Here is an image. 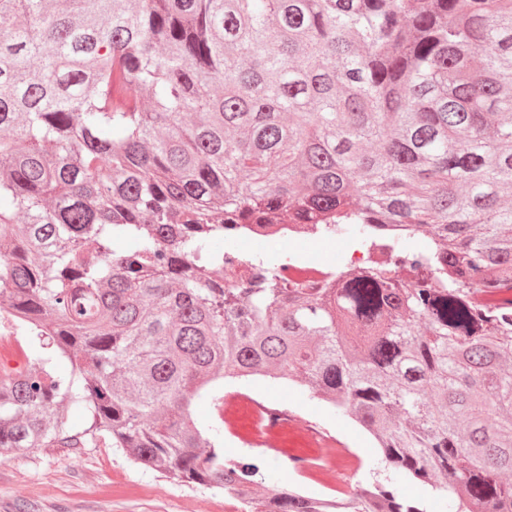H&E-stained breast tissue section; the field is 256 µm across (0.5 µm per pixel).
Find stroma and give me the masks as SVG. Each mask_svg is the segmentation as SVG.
<instances>
[{"label": "stroma", "mask_w": 512, "mask_h": 512, "mask_svg": "<svg viewBox=\"0 0 512 512\" xmlns=\"http://www.w3.org/2000/svg\"><path fill=\"white\" fill-rule=\"evenodd\" d=\"M352 245L347 236L285 243L277 256L301 254L326 267H339ZM241 390L304 417L310 425L338 436L361 459L358 469L341 475L346 493L342 512H353L355 491L383 480L372 465L381 454L371 436L346 416L313 398L303 386L283 381L244 382ZM225 458L258 468L259 483H278L313 499L327 492L305 482L286 458L225 439ZM224 491L183 483L134 463L123 449L100 443L85 448H36L0 458V512H224Z\"/></svg>", "instance_id": "1"}]
</instances>
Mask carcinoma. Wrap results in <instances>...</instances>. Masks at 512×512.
Wrapping results in <instances>:
<instances>
[{
  "mask_svg": "<svg viewBox=\"0 0 512 512\" xmlns=\"http://www.w3.org/2000/svg\"><path fill=\"white\" fill-rule=\"evenodd\" d=\"M506 190L512 0H0V312L39 340L0 363V454L107 441L329 512L224 458V381L288 378L376 439L392 477L355 512H421L398 477L512 512V309L469 302L512 291ZM284 213L414 246L321 288L244 253L226 283L233 228Z\"/></svg>",
  "mask_w": 512,
  "mask_h": 512,
  "instance_id": "cac0c4a2",
  "label": "carcinoma"
}]
</instances>
